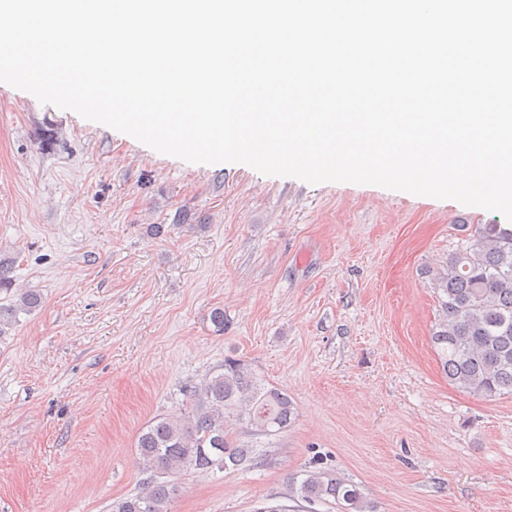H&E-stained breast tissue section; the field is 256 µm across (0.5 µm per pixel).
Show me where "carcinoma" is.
Returning <instances> with one entry per match:
<instances>
[{
    "label": "carcinoma",
    "mask_w": 512,
    "mask_h": 512,
    "mask_svg": "<svg viewBox=\"0 0 512 512\" xmlns=\"http://www.w3.org/2000/svg\"><path fill=\"white\" fill-rule=\"evenodd\" d=\"M443 320L430 343L448 382L486 398L512 394V226L474 224L468 244L452 254L434 277ZM41 304L35 291L0 305V336ZM189 411L160 416L139 432L136 455L146 474L133 496L108 512H169L175 481L190 471L224 470L250 461L249 449L229 438L234 419L259 435L288 431L294 417L288 393L255 372L243 359L185 387ZM290 497L308 504L333 500L337 512H372L361 490L331 472L311 471L292 484Z\"/></svg>",
    "instance_id": "obj_1"
}]
</instances>
